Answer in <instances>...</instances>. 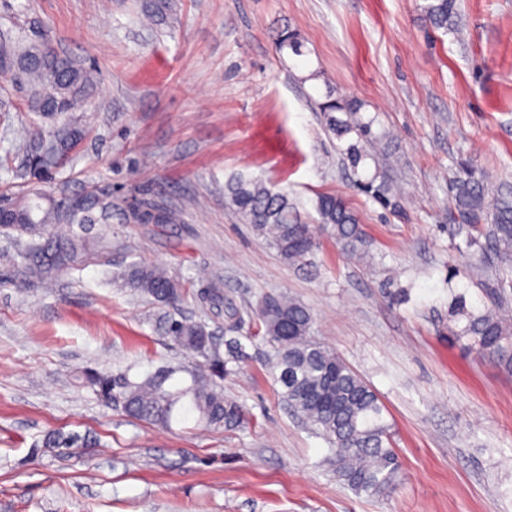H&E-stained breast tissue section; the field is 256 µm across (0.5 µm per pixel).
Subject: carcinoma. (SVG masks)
<instances>
[{
  "label": "carcinoma",
  "mask_w": 512,
  "mask_h": 512,
  "mask_svg": "<svg viewBox=\"0 0 512 512\" xmlns=\"http://www.w3.org/2000/svg\"><path fill=\"white\" fill-rule=\"evenodd\" d=\"M433 27L446 29L456 18V0H428L424 6ZM0 79L22 94L25 106L42 125L23 141L24 168L38 183L50 178L66 153L83 138L84 130L73 118L95 84V70L57 53L46 42L32 43L18 33L0 34ZM329 130L343 134L356 129L360 141L371 137V125L355 127L336 119L337 112H355L334 100L321 104ZM456 209L471 220L466 225V244L480 245L485 238L499 264V288H512V196L500 194L488 200L483 176L461 168L451 185ZM230 206L256 235L264 238L284 262L308 267L316 249L309 225L303 223L285 191H276L255 179L238 178L225 185ZM9 209L0 215V231L24 240L12 256L30 282H42L58 272L77 266L92 255L87 238L61 235L58 224H99L112 217V198L94 192L55 196L34 185L6 194ZM316 210L327 233L351 258L368 256L366 235L355 212L339 197L318 196ZM124 219L133 224H173L177 215L151 204L123 208ZM488 223L483 224L481 220ZM123 286L155 303L173 309L184 297L185 285L164 265L132 264L122 274ZM202 299L217 313H226L234 325L242 322L224 298V288L212 284ZM256 316L264 336L275 351L271 371L288 406L312 432L329 446L336 478L357 494L385 497L397 486L401 471L392 446L391 425L375 391L333 349L311 336V310L294 297L278 294L262 297ZM168 340L181 350L204 359V368L186 371L189 383L176 375L179 367L161 366L142 379L129 372L119 375L88 371L85 386L105 402L114 404L130 418L166 428L194 418L206 428L232 431L244 427L248 412L238 401L224 395L220 380L230 373L213 336L203 322L173 315L163 321ZM469 339L481 354L495 357L512 369V328L494 310L468 316V324L456 332ZM84 438L75 433L51 431L42 439L44 448H73Z\"/></svg>",
  "instance_id": "carcinoma-1"
}]
</instances>
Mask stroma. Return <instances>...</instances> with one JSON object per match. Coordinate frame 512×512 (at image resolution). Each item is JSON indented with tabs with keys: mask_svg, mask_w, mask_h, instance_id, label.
Listing matches in <instances>:
<instances>
[{
	"mask_svg": "<svg viewBox=\"0 0 512 512\" xmlns=\"http://www.w3.org/2000/svg\"><path fill=\"white\" fill-rule=\"evenodd\" d=\"M457 28L433 29L426 0H0V29L22 27L94 68L76 118L86 130L44 189L111 196L89 236L101 257L25 282L0 234V512H512V372L457 337L493 307L486 252L466 246L449 182L468 164L489 191L512 187V0H458ZM295 34L300 53L279 48ZM360 104L374 138L330 132L326 97ZM0 83V193L24 182L13 131L32 120ZM234 176L286 190L317 242L313 265L284 263L229 209ZM385 183L399 209L361 182ZM357 214L370 256L350 262L323 230L319 194ZM180 211L129 224L123 203ZM163 264L186 283L180 310L244 356L224 393L251 420L225 431L165 429L105 405L77 376H142L200 359L172 346L169 310L119 280ZM239 329L198 294L208 281ZM285 292L314 315V337L374 389L402 461L397 489L359 495L337 481L328 445L288 410L252 319ZM463 296L466 315L450 303ZM51 430L78 448H44Z\"/></svg>",
	"mask_w": 512,
	"mask_h": 512,
	"instance_id": "1",
	"label": "stroma"
}]
</instances>
